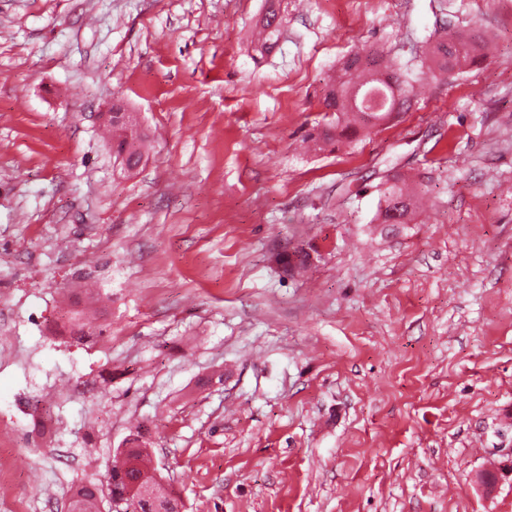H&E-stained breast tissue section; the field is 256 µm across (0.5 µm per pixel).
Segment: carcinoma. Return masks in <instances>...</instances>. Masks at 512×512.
I'll return each mask as SVG.
<instances>
[{"label":"carcinoma","mask_w":512,"mask_h":512,"mask_svg":"<svg viewBox=\"0 0 512 512\" xmlns=\"http://www.w3.org/2000/svg\"><path fill=\"white\" fill-rule=\"evenodd\" d=\"M280 0H267L261 19V50L274 48L282 35ZM476 36L462 40L457 32L450 31L434 46V53L446 57L440 71L454 75L476 61ZM415 79L407 71L393 67L377 52L353 53L342 62L341 74L329 79L323 97L328 112L336 114V123L308 133L306 140L316 148L341 143L356 136L364 129L376 126V121L387 120L397 105L406 101L413 90ZM143 139L133 129L122 127L113 143L115 153L126 156L125 164L135 167L142 159ZM383 206L380 212L396 211L403 222L412 220L413 208L410 195L404 187L393 181L382 190ZM144 426L138 425L127 440L129 447L116 452L108 459L101 477L76 485L69 499V512H98L102 500L126 502L131 512H155V501L168 499L174 492L156 485L152 496L146 497L128 481L127 465L138 471L151 473V457L141 447Z\"/></svg>","instance_id":"cac0c4a2"}]
</instances>
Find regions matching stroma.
<instances>
[{"label":"stroma","instance_id":"35a3bbf8","mask_svg":"<svg viewBox=\"0 0 512 512\" xmlns=\"http://www.w3.org/2000/svg\"><path fill=\"white\" fill-rule=\"evenodd\" d=\"M264 9L0 0V512H66L140 424L185 512H512V0H288L262 53ZM457 28L489 52L433 77ZM363 49L413 94L308 147ZM105 122L112 127V110L105 114ZM112 132L119 131L115 142L113 143V147H115L116 155H126L125 164L128 168L135 167L142 159V137L136 133L134 135L133 128L122 127L120 129H115L112 127ZM387 186L382 190L383 206L380 212L387 215L389 211L399 212L403 217V222L407 224L412 220L413 208L410 195L405 191L404 187L398 185L396 181L389 184V180L385 183Z\"/></svg>","mask_w":512,"mask_h":512}]
</instances>
